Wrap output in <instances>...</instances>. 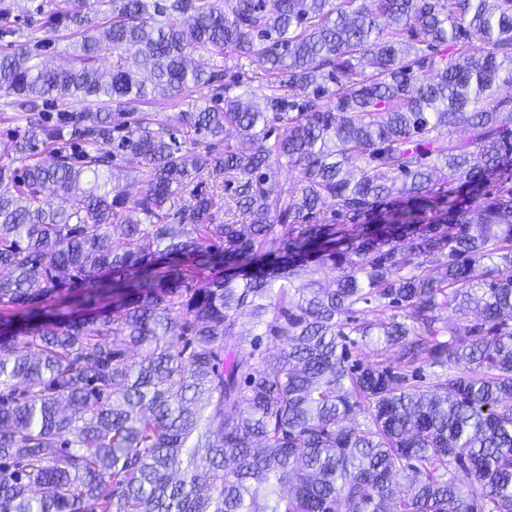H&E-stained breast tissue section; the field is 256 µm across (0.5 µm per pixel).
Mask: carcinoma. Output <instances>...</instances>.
I'll return each instance as SVG.
<instances>
[{"label":"carcinoma","instance_id":"carcinoma-1","mask_svg":"<svg viewBox=\"0 0 512 512\" xmlns=\"http://www.w3.org/2000/svg\"><path fill=\"white\" fill-rule=\"evenodd\" d=\"M96 4L49 0L31 43L0 0L27 122L0 140V310L64 274L117 291L0 323V512H512V0ZM200 51L256 56L267 93L235 78L176 134L141 106L219 82Z\"/></svg>","mask_w":512,"mask_h":512}]
</instances>
